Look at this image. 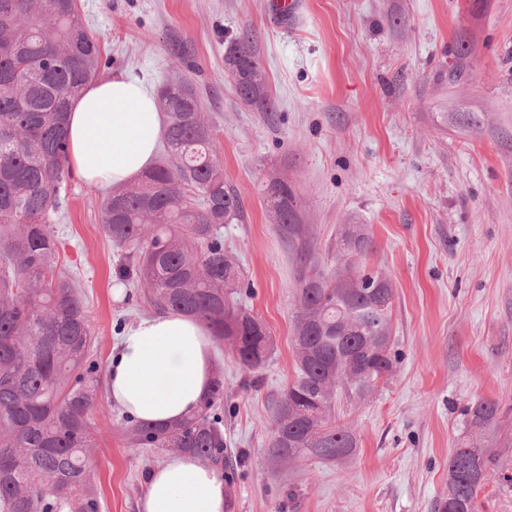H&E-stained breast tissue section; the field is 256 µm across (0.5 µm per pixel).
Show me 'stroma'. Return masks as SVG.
I'll use <instances>...</instances> for the list:
<instances>
[{
  "mask_svg": "<svg viewBox=\"0 0 512 512\" xmlns=\"http://www.w3.org/2000/svg\"><path fill=\"white\" fill-rule=\"evenodd\" d=\"M269 0H79L110 60L158 90L180 75L217 130L224 178L244 220L224 227L273 338L261 382L244 387L229 347L224 441L237 463L234 512H434L448 494V457L481 398L500 413L483 446L496 459L482 512H512V0H299L288 25ZM248 32L277 122L245 103L224 71L228 41ZM465 74L448 80L453 66ZM295 184L313 253L330 264L342 225L375 243L370 267L396 290L397 362L360 402L336 405L358 448L340 462L263 460L269 408L294 377L297 260L263 204L270 180ZM105 190L69 180L53 229L58 271L86 298L94 356L106 365L119 326L144 317L99 222ZM107 398L92 414L94 484L102 512H137L165 451L132 448Z\"/></svg>",
  "mask_w": 512,
  "mask_h": 512,
  "instance_id": "stroma-1",
  "label": "stroma"
}]
</instances>
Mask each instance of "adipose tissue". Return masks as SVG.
<instances>
[{
	"label": "adipose tissue",
	"mask_w": 512,
	"mask_h": 512,
	"mask_svg": "<svg viewBox=\"0 0 512 512\" xmlns=\"http://www.w3.org/2000/svg\"><path fill=\"white\" fill-rule=\"evenodd\" d=\"M165 116L153 93L124 74L88 85L69 113L70 167L109 189L136 180L155 161ZM214 346L201 320L169 311L141 318L120 337L106 366L113 408L170 425L198 410L214 380ZM138 512H234L224 475L188 453L152 468Z\"/></svg>",
	"instance_id": "obj_1"
}]
</instances>
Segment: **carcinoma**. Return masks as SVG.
I'll list each match as a JSON object with an SVG mask.
<instances>
[{
  "instance_id": "cac0c4a2",
  "label": "carcinoma",
  "mask_w": 512,
  "mask_h": 512,
  "mask_svg": "<svg viewBox=\"0 0 512 512\" xmlns=\"http://www.w3.org/2000/svg\"><path fill=\"white\" fill-rule=\"evenodd\" d=\"M107 65L77 0H0V512L101 508L90 465L99 364L81 293L56 272L60 242L52 225L63 214L71 176V103ZM224 67L240 97L273 119L248 39L228 44ZM157 101L166 114L161 156L137 182L110 191L101 210L121 257L118 280L139 289L145 309L205 322L255 384L253 374L273 352L272 336L242 303L248 284L224 250V225L243 220L242 201L224 180L195 86L172 79ZM264 195L278 234L299 256L295 375L272 403L266 459L336 462L357 448L353 431L336 424V397L368 396L396 362L394 288L367 266L373 241L362 225H343L336 266L326 271L300 224L296 187L273 180ZM223 409L218 375L191 417L160 427L126 416L120 429L133 448H170L224 469ZM498 413L493 399L471 407L470 435L448 458V496L435 512H479L492 458L478 433Z\"/></svg>"
}]
</instances>
